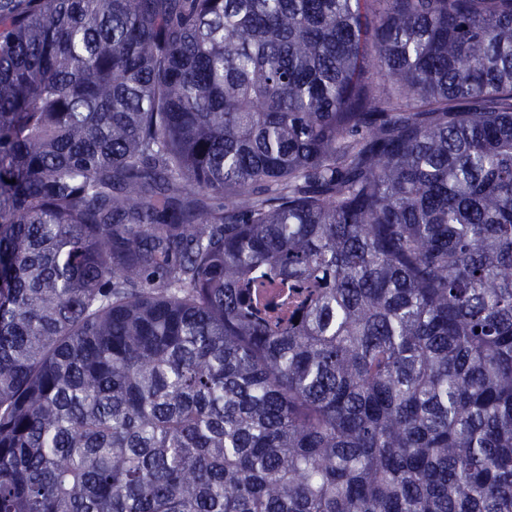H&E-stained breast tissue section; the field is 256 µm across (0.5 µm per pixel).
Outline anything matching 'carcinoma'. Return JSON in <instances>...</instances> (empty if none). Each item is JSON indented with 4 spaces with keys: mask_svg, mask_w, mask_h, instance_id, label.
<instances>
[{
    "mask_svg": "<svg viewBox=\"0 0 512 512\" xmlns=\"http://www.w3.org/2000/svg\"><path fill=\"white\" fill-rule=\"evenodd\" d=\"M0 512H512V0H0Z\"/></svg>",
    "mask_w": 512,
    "mask_h": 512,
    "instance_id": "1",
    "label": "carcinoma"
}]
</instances>
